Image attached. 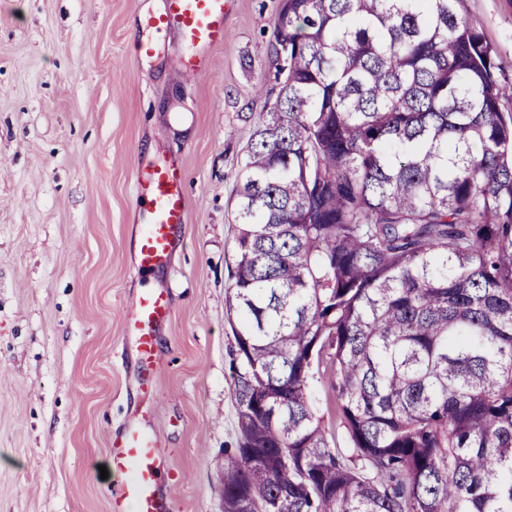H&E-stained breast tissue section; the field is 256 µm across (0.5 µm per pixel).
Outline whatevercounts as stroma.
Here are the masks:
<instances>
[{"instance_id":"1","label":"stroma","mask_w":512,"mask_h":512,"mask_svg":"<svg viewBox=\"0 0 512 512\" xmlns=\"http://www.w3.org/2000/svg\"><path fill=\"white\" fill-rule=\"evenodd\" d=\"M162 0H0V512H110L100 477L115 435L152 432L171 512H220L219 470L239 434L224 308L234 189L267 88L279 0H229L224 44L186 76L170 34L135 57ZM511 93L512 0H463ZM166 149L184 168L187 224L169 264L135 270L137 164ZM169 293L160 362L141 378L124 312ZM337 447L325 380L312 385Z\"/></svg>"}]
</instances>
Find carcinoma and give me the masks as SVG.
Segmentation results:
<instances>
[{
	"label": "carcinoma",
	"instance_id": "cac0c4a2",
	"mask_svg": "<svg viewBox=\"0 0 512 512\" xmlns=\"http://www.w3.org/2000/svg\"><path fill=\"white\" fill-rule=\"evenodd\" d=\"M460 4L279 6L235 188L224 512H512V114ZM312 395L329 439L332 437L338 448H348L346 431L336 409L335 396L324 379H318L313 383Z\"/></svg>",
	"mask_w": 512,
	"mask_h": 512
}]
</instances>
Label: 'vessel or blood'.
I'll return each instance as SVG.
<instances>
[{"label": "vessel or blood", "mask_w": 512, "mask_h": 512, "mask_svg": "<svg viewBox=\"0 0 512 512\" xmlns=\"http://www.w3.org/2000/svg\"><path fill=\"white\" fill-rule=\"evenodd\" d=\"M161 11L145 19L148 40L139 42L140 56L153 55L168 32H180L189 47L183 71L190 76L206 73L210 50L224 42L227 0H163ZM186 178L181 165L163 151L138 166L135 189L138 203L136 221L142 231L137 242L136 269L148 275L170 261L176 237L186 222ZM172 314L167 292L147 288L140 292L126 315V332L135 345L138 365L150 373L159 363L157 330ZM112 466L123 479L113 485L112 497L124 512H168L159 486L165 464L156 439L139 428L129 427L113 438Z\"/></svg>", "instance_id": "vessel-or-blood-1"}]
</instances>
